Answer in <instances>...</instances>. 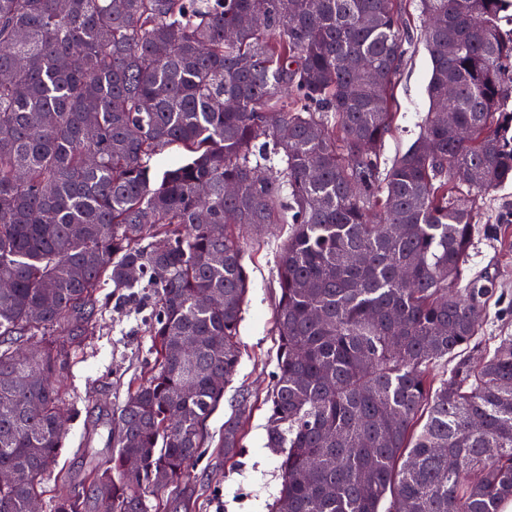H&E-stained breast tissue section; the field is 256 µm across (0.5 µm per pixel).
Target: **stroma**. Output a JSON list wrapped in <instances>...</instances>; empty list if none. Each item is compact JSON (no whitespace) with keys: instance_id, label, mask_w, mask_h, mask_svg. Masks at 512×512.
<instances>
[{"instance_id":"obj_1","label":"stroma","mask_w":512,"mask_h":512,"mask_svg":"<svg viewBox=\"0 0 512 512\" xmlns=\"http://www.w3.org/2000/svg\"><path fill=\"white\" fill-rule=\"evenodd\" d=\"M405 3L413 40L392 89L395 120L382 146L388 160L418 137L429 110L427 85L432 65L423 41L420 0ZM475 213L469 273L481 276L496 290L478 339L480 349L489 350L501 337L512 336V223L504 221L512 214V182L482 197ZM286 232V225L279 224L262 234L259 242L247 245L248 292L239 325L242 355L226 388L224 404L208 421L213 438H220L230 400L239 392H250L246 435L233 459H225L222 450L212 446L202 449L193 461L186 491L191 512H268L281 489L280 458L265 446L268 411L264 398L276 365L275 271ZM97 298L96 332L75 352L62 381L65 402L76 415L67 425L56 476L45 484L39 512H53L64 483L82 480L92 464L107 457L109 413L124 399L128 382L153 362L148 306L116 305L111 289L106 287L99 288Z\"/></svg>"}]
</instances>
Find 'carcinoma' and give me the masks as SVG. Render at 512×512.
<instances>
[{
	"instance_id": "1",
	"label": "carcinoma",
	"mask_w": 512,
	"mask_h": 512,
	"mask_svg": "<svg viewBox=\"0 0 512 512\" xmlns=\"http://www.w3.org/2000/svg\"><path fill=\"white\" fill-rule=\"evenodd\" d=\"M421 12L430 109L388 165L401 0H0V469L18 474L0 512H29L54 474L61 380L105 284L152 293L155 360L112 411L109 458L53 512H155L169 493L189 512L241 357L246 240L275 224L269 512L512 501V338L474 356L492 288L463 282L476 201L512 182V0ZM171 146L182 162L154 176ZM248 400L230 401L226 461Z\"/></svg>"
}]
</instances>
